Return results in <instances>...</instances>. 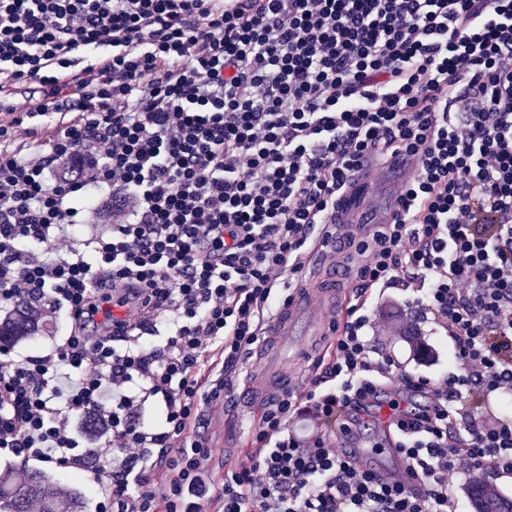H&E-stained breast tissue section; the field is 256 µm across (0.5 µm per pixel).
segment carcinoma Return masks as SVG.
Segmentation results:
<instances>
[{"mask_svg":"<svg viewBox=\"0 0 512 512\" xmlns=\"http://www.w3.org/2000/svg\"><path fill=\"white\" fill-rule=\"evenodd\" d=\"M48 332L42 321L40 304L25 303L0 321V346L12 345ZM475 512H512V498L490 488L474 484L469 489ZM32 501H38L43 512H88V501L82 490L71 488L63 494L41 470L31 472L22 486H13L8 476L0 475V509L3 512H27Z\"/></svg>","mask_w":512,"mask_h":512,"instance_id":"1","label":"carcinoma"}]
</instances>
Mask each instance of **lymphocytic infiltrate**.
Segmentation results:
<instances>
[{"label":"lymphocytic infiltrate","instance_id":"lymphocytic-infiltrate-1","mask_svg":"<svg viewBox=\"0 0 512 512\" xmlns=\"http://www.w3.org/2000/svg\"><path fill=\"white\" fill-rule=\"evenodd\" d=\"M2 84L33 95L0 101V309L64 317L37 354L0 348V453L86 475L98 512H457L455 475L512 473L488 408L512 395V0H0ZM371 156L415 173L348 236L356 276L407 291V334L448 332V369L375 357L356 300L215 484L202 416ZM116 286L131 317L103 314ZM392 380L426 399L387 426L415 489L328 445ZM92 417L111 456L80 441Z\"/></svg>","mask_w":512,"mask_h":512}]
</instances>
